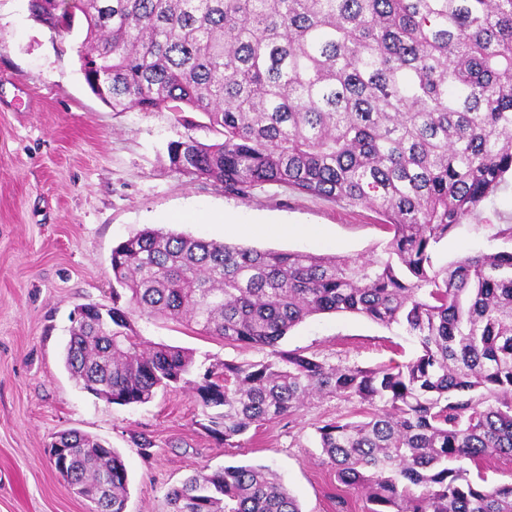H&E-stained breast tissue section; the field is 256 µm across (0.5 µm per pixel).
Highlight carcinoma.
<instances>
[{
  "instance_id": "cac0c4a2",
  "label": "carcinoma",
  "mask_w": 512,
  "mask_h": 512,
  "mask_svg": "<svg viewBox=\"0 0 512 512\" xmlns=\"http://www.w3.org/2000/svg\"><path fill=\"white\" fill-rule=\"evenodd\" d=\"M114 112H198L223 136L170 148L179 170L243 196L262 184L364 206L392 237L365 259L261 251L146 228L112 249V306L86 305L64 364L87 393L146 404L181 383L224 444L316 399L359 420L317 429L369 512H512V484L470 466L512 457V249L443 260L440 244L512 175V0H29ZM269 350L192 381L189 351L148 343L130 314ZM412 339L402 364H333L280 348L320 313ZM67 484L125 512L124 460L70 430ZM170 512H302L264 466L201 469Z\"/></svg>"
}]
</instances>
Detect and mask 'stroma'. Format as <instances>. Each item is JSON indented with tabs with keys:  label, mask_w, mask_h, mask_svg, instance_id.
Wrapping results in <instances>:
<instances>
[{
	"label": "stroma",
	"mask_w": 512,
	"mask_h": 512,
	"mask_svg": "<svg viewBox=\"0 0 512 512\" xmlns=\"http://www.w3.org/2000/svg\"><path fill=\"white\" fill-rule=\"evenodd\" d=\"M83 37L58 35L33 18L27 0H0V512H88L56 474L50 444L76 429L119 452L129 483L126 512H169L166 494L200 469L267 466L302 512H368L364 496L336 480L317 447V426L361 411L356 401L322 400L298 415L250 429L224 445L205 427L195 390L158 393L120 406L83 392L63 363L69 316L112 303L111 254L147 227L259 250L370 255L389 234L377 213L268 184L248 196L186 174L173 144L217 135L198 113L112 111L80 72ZM193 209L226 223L183 219ZM262 223L261 236L237 233ZM512 224V180L441 246L457 260L493 249L496 225ZM144 341L192 351L197 371L222 362L265 360L261 348L225 344L184 324L132 314ZM282 346L332 363L375 367L411 359L415 344L351 313L312 316ZM152 440L142 455L136 437ZM345 506H338V498Z\"/></svg>",
	"instance_id": "35a3bbf8"
}]
</instances>
